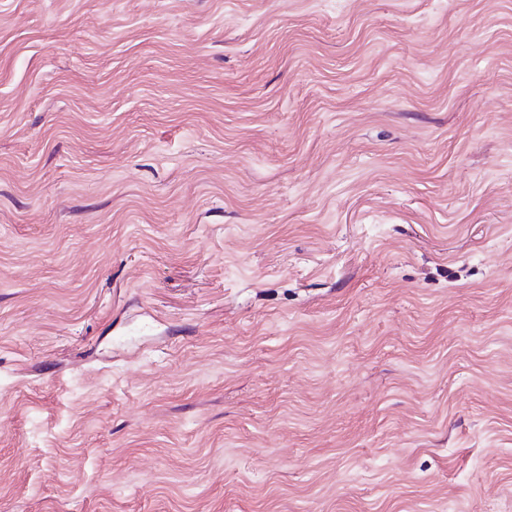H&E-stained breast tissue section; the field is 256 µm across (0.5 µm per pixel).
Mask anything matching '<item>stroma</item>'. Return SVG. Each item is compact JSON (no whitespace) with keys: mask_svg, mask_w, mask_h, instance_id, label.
<instances>
[{"mask_svg":"<svg viewBox=\"0 0 512 512\" xmlns=\"http://www.w3.org/2000/svg\"><path fill=\"white\" fill-rule=\"evenodd\" d=\"M0 512H512V0H0Z\"/></svg>","mask_w":512,"mask_h":512,"instance_id":"35a3bbf8","label":"stroma"}]
</instances>
